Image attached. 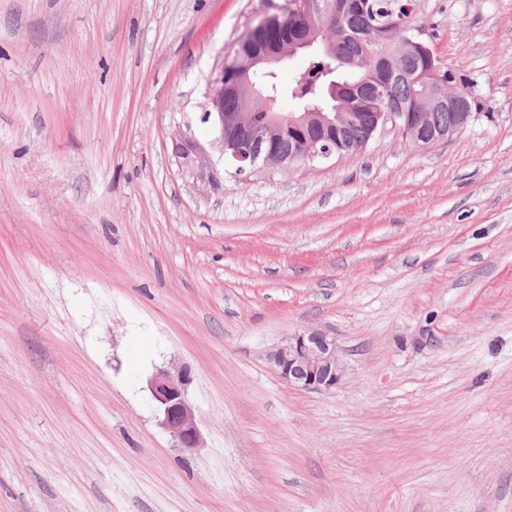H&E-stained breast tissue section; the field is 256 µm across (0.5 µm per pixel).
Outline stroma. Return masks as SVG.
<instances>
[{
  "label": "stroma",
  "mask_w": 512,
  "mask_h": 512,
  "mask_svg": "<svg viewBox=\"0 0 512 512\" xmlns=\"http://www.w3.org/2000/svg\"><path fill=\"white\" fill-rule=\"evenodd\" d=\"M263 4L0 0V512H512V0H416L451 141L243 184L202 114ZM304 329L331 392L268 361ZM279 378L297 389L330 392L346 374L335 336L320 330H303L288 336L268 354ZM181 369H158L148 382V389L161 416V425L181 448H201L203 437L197 414L185 397Z\"/></svg>",
  "instance_id": "stroma-1"
}]
</instances>
